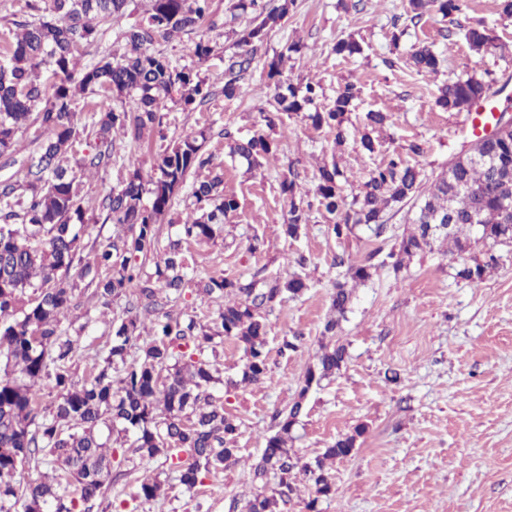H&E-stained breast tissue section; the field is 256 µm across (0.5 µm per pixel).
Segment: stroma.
Listing matches in <instances>:
<instances>
[{
	"instance_id": "obj_1",
	"label": "stroma",
	"mask_w": 512,
	"mask_h": 512,
	"mask_svg": "<svg viewBox=\"0 0 512 512\" xmlns=\"http://www.w3.org/2000/svg\"><path fill=\"white\" fill-rule=\"evenodd\" d=\"M226 2L213 0L216 26L202 35L216 46L209 59L190 54V46L202 37L195 33L155 44L173 62L206 76L215 98L196 111L176 98L165 101L159 109L163 138H151L143 150L126 149L124 163L85 179L81 243L89 253L116 232L98 203L121 185L127 163L150 171L161 139L174 140L206 126L211 130L208 149L224 174V191L236 196L239 207L225 220L222 237L191 246L199 273L284 277L293 270L292 257L302 254L308 259V288L300 297L284 298L268 316L265 381L223 396L226 415L241 423L237 463L189 493L163 458H155L148 467L164 481L166 496L136 512H245L258 489L251 466L273 432V413L288 408L306 368L314 363L330 296L346 277L335 257L360 263L375 248L391 249L411 229L402 210L389 220L382 237L361 226L339 240L328 232L333 216L314 209L299 237L290 239L283 232V173L291 167L299 171L311 202L323 164L339 165L349 196L395 153L407 156L430 181L474 140L475 111L438 108L440 88L470 75L490 85L491 106L503 107L512 97V17L501 15L499 0H467L461 12L416 23L408 19V0H295L293 11L270 31L245 75L243 95L228 101L222 94L224 61L234 48L224 36ZM478 26L489 30L496 49L470 48L464 33ZM347 38L360 44V53L336 55V42ZM295 42L304 48L286 63L285 79L320 84L327 101L345 84L358 88L345 137L314 129L293 114L283 119L288 136L277 158L249 166L230 156L228 139L264 127L265 115L273 110L272 96L259 91L268 82L265 64ZM425 45L441 60L438 73L418 71L410 60L412 48ZM370 112L387 116L373 153L360 144ZM413 142L422 145V154L409 152ZM255 237L262 246L253 253L248 245ZM494 251L501 261L479 282L456 278L447 255L428 251L402 269L378 268L370 280L356 285L352 310L336 332L348 360L335 379L310 392L296 427L294 447L308 459L338 436L358 435L354 453L332 465L336 492L319 500L318 512H512V246L498 245ZM74 303L71 317L83 331L71 370L81 378L92 371L107 329L90 289L79 288ZM295 335L301 348L280 354L283 339Z\"/></svg>"
}]
</instances>
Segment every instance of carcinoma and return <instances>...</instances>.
<instances>
[{"mask_svg":"<svg viewBox=\"0 0 512 512\" xmlns=\"http://www.w3.org/2000/svg\"><path fill=\"white\" fill-rule=\"evenodd\" d=\"M129 2L51 0L53 18L43 15L14 22L13 36L0 52V156L14 151L18 132L33 123L50 134L38 157L0 181V512H18L20 503L24 512H88L91 503L112 487L114 449L102 441L103 427L142 460L164 457L188 493L224 465L238 461L240 424L224 414V403L212 393L225 381L211 357L218 355L224 340H232L243 355L239 378L225 383L236 387L263 382L269 360L266 314L284 294L297 297L308 288L298 272L286 280L246 281L222 272L198 281L188 277L189 246L215 241L224 232V220L238 209L236 197L221 189L219 174L192 187L199 216L186 219L175 236L161 238L160 224L188 173L213 167L204 128L167 145L148 176L136 167L128 170L121 187L99 201L106 219L121 230L94 251L92 259L81 252L83 179L112 163L116 137L127 139L132 147L141 146L145 131L160 125V105L175 93L191 110L213 97L211 85L199 71L175 65L151 50L160 39L188 35L211 22V0H151L140 20L115 30V51L101 53L76 70L77 59L88 53L98 30L112 29V21L125 15ZM270 2L267 6L261 0H229L230 21L246 14L250 21L240 32L228 31L238 48L224 63L228 101L242 95L240 81L267 32L294 6V0ZM463 6L465 0H409L414 20L431 11L446 17ZM465 39L477 51L494 46L485 28L467 29ZM300 51L301 45L292 43L267 62L275 110L304 113L312 127L336 131L340 144L359 89L346 84L328 104L316 105L317 85L282 79L284 64ZM411 59L420 72H438L439 58L427 46L416 48ZM43 70L49 72L46 83L40 81ZM485 89L479 79H458L442 86L435 104L445 111L461 110L482 98ZM79 96L112 104L90 113L96 149L74 158L70 167L63 162L79 134L73 112ZM386 120L382 112L366 114L360 143L367 152L379 146L375 133ZM265 122L266 129L233 139L230 156L255 166L277 157L286 132L272 135L273 115L265 116ZM471 153L487 154L488 162L456 157L452 175L438 177L426 194L421 190V171L399 156L375 167L363 190L350 200L337 163L321 166L316 186L319 206L339 216L329 225L330 234L348 238L364 224L379 238L387 229L385 211L410 203L416 228L387 254L393 267L446 242L456 276L482 280L501 256L490 251L479 256L475 247L482 241L512 244V132L491 146L473 144ZM279 189L288 207L284 232L295 239L309 223L295 169L288 168ZM378 255L375 250L364 262L348 265V277L368 281ZM84 280L86 287L93 288L102 315H107L112 302L123 299L125 316L105 321V348L96 354L93 371L77 379L70 367L79 338L62 323ZM191 286L224 299L214 316L203 321L195 314L173 311L183 290ZM352 299V290L336 283L322 338L336 336ZM143 334L149 342L130 357L134 341ZM346 357V347L339 342L321 344L293 403L274 413L276 431L267 438L254 467V478L262 486L248 501V512H281L300 492L299 473L314 489L309 512H316L319 499L333 492L327 463L351 456L362 431L337 438L309 461L294 450L293 431L312 386L338 375ZM46 389L55 398L44 407L40 396ZM26 463L50 473L20 478ZM135 483V501L146 504L160 495L162 484L156 476L143 474Z\"/></svg>","mask_w":512,"mask_h":512,"instance_id":"obj_1","label":"carcinoma"}]
</instances>
